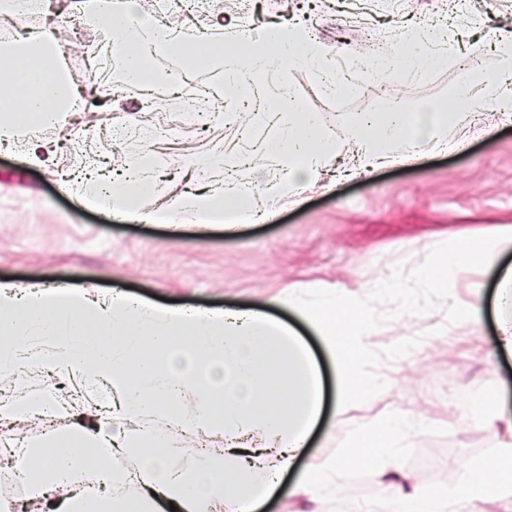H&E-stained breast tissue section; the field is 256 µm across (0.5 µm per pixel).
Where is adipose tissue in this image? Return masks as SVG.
Wrapping results in <instances>:
<instances>
[{"label":"adipose tissue","instance_id":"obj_1","mask_svg":"<svg viewBox=\"0 0 512 512\" xmlns=\"http://www.w3.org/2000/svg\"><path fill=\"white\" fill-rule=\"evenodd\" d=\"M71 8L83 25L113 44L127 85L165 83L166 72L154 66L165 54L195 69L221 67L231 89L255 74L284 76L298 68L326 98L347 87L335 53L297 24L239 26L221 39L173 32L139 14L136 0H72ZM446 39L432 21L402 26L388 55L358 71L377 82L441 68L446 59L436 48ZM492 46L498 69L469 72L466 82L436 106L412 110L395 99L378 111L351 114L335 129L293 98H276L271 110L283 121L262 152L284 170L281 180L248 189L226 179L210 159L192 156L185 167L194 173L197 188L169 195L149 157L141 155L122 182L79 178L67 189L116 216L144 223L253 222L260 200L294 201L316 184L330 152L350 154L355 171L374 170L408 161L413 149H447L449 127H465L473 113L512 112V31H496ZM62 55L59 40L41 33L0 44L1 146L32 125L58 127L66 139L80 141V131L63 121L79 98ZM151 193L157 194L158 206L142 208L141 198ZM493 267L494 250L458 237L448 249L431 252L420 278L433 290L447 287L460 270ZM22 336L29 339L23 346ZM43 336L54 337L51 348L40 344ZM30 365L50 375L75 376L86 388L118 393L116 408L71 413L63 429L21 454L16 475L32 491L34 512H157L169 502L176 512H256L263 497L276 490L277 476L293 467L322 412L323 385L309 349L258 310L162 309L117 292L103 296L92 287L23 290L0 282V377ZM132 419L138 425L130 432L125 423ZM416 430L407 412L373 420L356 430L334 459L310 463L296 492L316 498L325 483L352 469L380 477L384 462L397 460ZM191 432L222 439L224 452H205L198 461L180 464L181 437ZM134 452L140 464L131 490L115 494L112 485L123 474L122 461ZM84 469L97 477L96 493L75 489L72 478ZM490 497H512V438L496 455L469 468L458 491L391 481L384 512H457L460 500Z\"/></svg>","mask_w":512,"mask_h":512}]
</instances>
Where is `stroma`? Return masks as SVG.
Instances as JSON below:
<instances>
[{"label": "stroma", "mask_w": 512, "mask_h": 512, "mask_svg": "<svg viewBox=\"0 0 512 512\" xmlns=\"http://www.w3.org/2000/svg\"><path fill=\"white\" fill-rule=\"evenodd\" d=\"M283 9L275 0H186L163 15L171 28L183 31L229 30L249 16L254 27L307 19L317 39L338 55L367 41L368 26L395 29L399 19L438 20L454 41L447 67L424 74L406 73L379 83L370 97L349 95L326 102L303 69L284 77L261 79L269 96L293 95L319 113L323 123L338 126L343 116L373 112L380 95L408 105L431 103L461 84L462 62L479 52V65L493 70L497 58L481 50L488 30L512 23V0H471L483 15L482 31L461 18L443 16L440 0H409L402 17L378 15L366 20L360 0H291ZM167 88L128 94L118 91L95 109L96 139L83 144L90 158L109 157L112 177L122 180L130 159L150 152L167 190L179 193L189 185L185 158L210 154L232 162L249 141L273 137L267 125H256L249 137L218 119L208 126L168 111ZM153 120L151 143L139 137L113 139L115 125L136 127ZM492 132L461 140L448 133V150L425 155L409 165H389L367 173L339 177L326 174L308 188L299 204L270 200L264 219L234 231L216 227L199 231L183 224H145L120 220L88 206L55 180L57 171L77 165L74 152L60 149L50 169L31 165V146L55 140L54 129L34 127L21 132L13 147L0 152V281L21 286H92L102 293L120 289L126 295L155 303L176 300L194 309L250 310L269 315L299 331L311 348L325 387V410L304 456L284 477L277 493L258 512H350L355 504L382 497V484L366 472H352L340 485H330L309 502L293 489L308 461L325 463L350 440L353 429L378 412L407 411L419 422L397 471L413 487L456 489L470 466L494 456L506 430L492 432L483 424H459L456 415L482 392H498L512 410V357L498 351L494 273L478 268L459 271L451 280L450 299L464 305L472 287L482 284V317L475 323H447L443 308L409 314L383 324L370 337L374 349L413 336L422 343L401 361L380 366L390 386L374 402L337 415L339 380L336 364L320 335L295 308L272 305V298L306 291L316 284L355 297L367 295L368 284L387 278L399 263L420 264L430 245L448 246L458 236L492 241L512 226V114L489 112L474 120Z\"/></svg>", "instance_id": "obj_1"}]
</instances>
